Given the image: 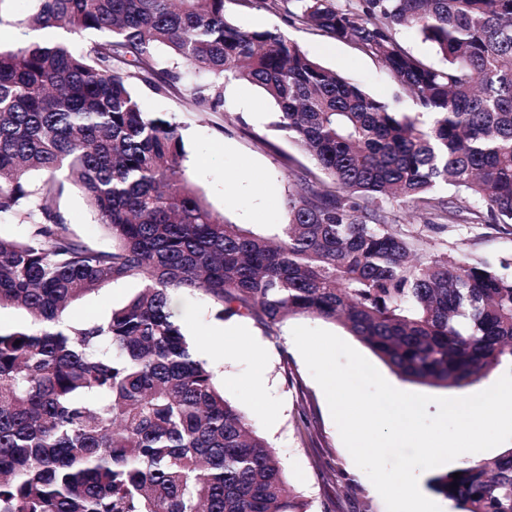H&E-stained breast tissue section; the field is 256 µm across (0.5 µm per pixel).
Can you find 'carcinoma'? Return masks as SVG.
Instances as JSON below:
<instances>
[{"label":"carcinoma","mask_w":512,"mask_h":512,"mask_svg":"<svg viewBox=\"0 0 512 512\" xmlns=\"http://www.w3.org/2000/svg\"><path fill=\"white\" fill-rule=\"evenodd\" d=\"M50 34L0 47V512H308L278 452L224 398L171 307L202 290L218 316L340 324L396 375L463 389L512 364V262L425 251L423 232L381 203L444 230L512 225V0H249L379 60L415 113L327 69L277 30L228 20L225 0H33ZM442 55L430 66L396 39ZM100 34L78 47L74 39ZM172 64L159 67L158 46ZM185 89L201 112L224 82L258 87L273 126L305 153L274 237L214 211L183 166L181 123L142 109L138 86ZM434 115L433 122L420 120ZM446 186L453 196L437 195ZM112 241L90 247L51 206L69 188ZM128 279L138 293L98 320L74 302ZM429 480L456 512H512V448ZM458 487H452L453 483ZM397 40L403 49L420 57L428 64L436 67L443 66L442 57L436 53L428 42L423 41L416 33L408 30H400L397 33ZM383 209L388 212L390 219L398 220L397 224H402L403 229L419 231L423 229L422 224H426V214H419L415 210L399 207L396 204L383 203ZM421 224V225H420Z\"/></svg>","instance_id":"obj_1"}]
</instances>
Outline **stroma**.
Masks as SVG:
<instances>
[{
    "instance_id": "1",
    "label": "stroma",
    "mask_w": 512,
    "mask_h": 512,
    "mask_svg": "<svg viewBox=\"0 0 512 512\" xmlns=\"http://www.w3.org/2000/svg\"><path fill=\"white\" fill-rule=\"evenodd\" d=\"M229 19L247 29H277L298 42L323 66L335 70L380 99L395 101L403 112L412 102L399 96L391 73L377 60L350 45L315 35L290 23L282 11L241 5L226 0ZM207 72L188 68L182 85L158 96L137 88L146 111L175 114L183 126L184 161L188 177L206 201L225 219L269 234L287 223L286 199L295 180L310 166V159L287 137L274 130L275 107L255 86L229 81L224 85V109L200 112L186 100L184 88L208 82ZM57 205L73 235L94 248L111 244L96 215L78 191L65 193ZM432 253L464 251L491 260L512 259V227L474 226L461 223L428 236ZM141 283L130 279L103 288L92 297L69 306L73 322L105 317L113 307L138 292ZM184 332L197 347H204L206 331L220 327L209 296L200 290L183 291L173 297ZM241 335L222 338V359L212 360L217 382L225 398L246 411L259 431L276 447L289 482L311 503V512H386L380 494L353 461L331 417L325 395L311 376L301 354L291 342L299 325L328 330L349 345H356L339 324L295 316L275 333H267L251 318H235ZM262 378L256 390L253 378ZM305 411L306 427H298V411ZM351 478V487L335 479L336 471Z\"/></svg>"
}]
</instances>
